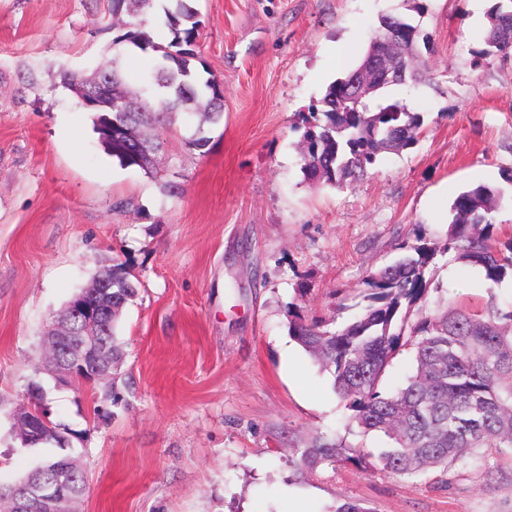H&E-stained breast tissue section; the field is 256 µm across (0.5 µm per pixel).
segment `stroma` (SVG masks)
Segmentation results:
<instances>
[{
    "instance_id": "35a3bbf8",
    "label": "stroma",
    "mask_w": 512,
    "mask_h": 512,
    "mask_svg": "<svg viewBox=\"0 0 512 512\" xmlns=\"http://www.w3.org/2000/svg\"><path fill=\"white\" fill-rule=\"evenodd\" d=\"M496 0H191L199 80L224 115L172 113L157 175L107 155L94 115L61 84L112 57L107 0H0V484L47 454L22 447L12 414L39 381L89 486L79 512H512V456L493 453L406 480L339 465L300 474L315 433L371 453L330 374L288 333L287 308L343 324L372 269L423 235L442 241L462 191L498 188L496 238L512 237V56L476 59ZM428 34L426 81L393 87L423 117L413 147L382 153L350 188L301 170L305 120L354 67L381 16ZM345 54L344 67L335 58ZM202 130L204 151L184 140ZM139 282L118 335L112 401L43 368L53 317L105 267ZM429 308L512 304L472 267L436 256Z\"/></svg>"
}]
</instances>
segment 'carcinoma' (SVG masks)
Returning <instances> with one entry per match:
<instances>
[{"mask_svg": "<svg viewBox=\"0 0 512 512\" xmlns=\"http://www.w3.org/2000/svg\"><path fill=\"white\" fill-rule=\"evenodd\" d=\"M161 9L159 23L172 35L158 44L148 28L149 15ZM112 17L126 16L123 34L112 41L127 43L159 56L153 73L143 86H131L120 66L121 52L112 66L103 67L91 80L65 72L61 83L73 92L102 84L112 98L124 100L131 112L96 111L94 124L112 122L120 138L112 141V153L123 167H137L157 174L158 132L166 127L170 112L199 108L211 121L223 116L221 82L212 78L204 89L197 86L195 63L200 20L186 0H111ZM486 58L512 51V0H499L488 14ZM428 45L419 26L402 15L383 16L358 66L329 85L322 99L325 121L308 128L304 135L302 172L305 177L331 187H347L367 173L385 150L398 151L414 144L423 125L421 113L405 99H370L384 88L379 73L371 68L376 60L405 77L419 82L423 73L415 66L420 45ZM501 192L480 185L461 192L451 205L452 220L441 246L416 238L402 245L409 254L393 264L371 272L362 291L357 317L340 330L323 319L307 318L288 307V329L332 377V387L361 433L381 432L390 446L381 451L378 465L404 478L425 471L448 470L482 457L488 451L512 450V306L502 307L489 299L481 310L456 307L429 310L427 278L437 249L484 270L488 294L512 275V238L493 237L491 215L501 204ZM101 276L112 279V314L93 327L66 319L76 336H97L107 355L99 364L100 379L113 374L122 360L115 337L123 310L139 295L138 283L119 265ZM413 352L414 367L404 383L385 391L383 377L394 359ZM39 443L57 447L27 475L33 485L53 483L60 468L73 456L66 444L46 429ZM299 471L309 474L322 465L346 463L361 466L368 457L339 437L315 434L302 448L294 449ZM88 481L76 468L68 480L70 497L85 494Z\"/></svg>", "mask_w": 512, "mask_h": 512, "instance_id": "obj_1", "label": "carcinoma"}]
</instances>
